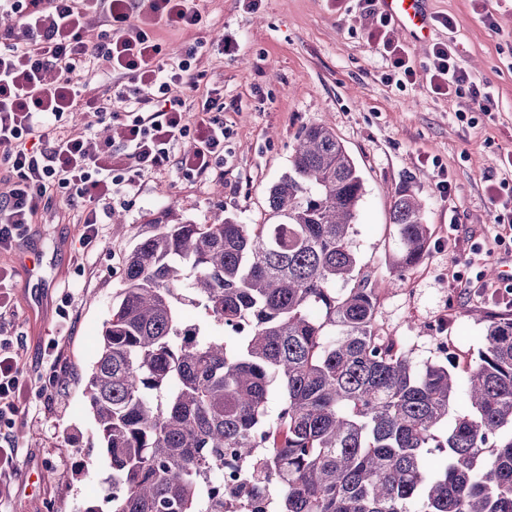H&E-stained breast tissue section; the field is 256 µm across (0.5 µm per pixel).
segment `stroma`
<instances>
[{
    "label": "stroma",
    "instance_id": "stroma-1",
    "mask_svg": "<svg viewBox=\"0 0 512 512\" xmlns=\"http://www.w3.org/2000/svg\"><path fill=\"white\" fill-rule=\"evenodd\" d=\"M197 4L199 28L160 27L155 36L170 58L202 42L192 66L224 92L223 164L203 181L174 170L145 176L130 196L114 199L93 246L83 247L76 216L44 203L27 237L0 251V267L14 275L13 312L0 319V336L12 340L23 381L14 425L0 423L18 447L14 495L0 512H110V473L85 386L125 256L155 222L271 223L269 191L311 124L336 132L362 176L353 246L363 272L390 283L377 308L387 335L405 341L420 364L437 360L436 342L445 340L463 381L483 347L485 316L512 318V228L494 223L489 200L490 187L512 175L504 163L512 152V0H485L489 24L472 0H427L434 21L426 42L394 32L415 71L406 87L388 79L367 39L376 18L356 0H259L253 11L243 0ZM441 15L452 27L438 23ZM445 41L491 93L490 113L473 111L468 95L431 91L432 47ZM443 176L453 187L447 200L437 190ZM405 187L425 203L431 245L397 280L388 263L399 247L391 208ZM443 314L440 336L434 324ZM52 374L64 383L44 390ZM41 469L58 476L28 482L27 472Z\"/></svg>",
    "mask_w": 512,
    "mask_h": 512
}]
</instances>
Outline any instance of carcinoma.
Listing matches in <instances>:
<instances>
[{
  "label": "carcinoma",
  "mask_w": 512,
  "mask_h": 512,
  "mask_svg": "<svg viewBox=\"0 0 512 512\" xmlns=\"http://www.w3.org/2000/svg\"><path fill=\"white\" fill-rule=\"evenodd\" d=\"M362 195L313 124L270 189L275 223L156 222L128 254L86 386L112 512H236L247 490L271 512H512V318H488L470 408L448 422L452 358L420 365L380 333L384 285L352 245ZM422 209L397 193L400 274L429 249ZM226 468L238 487L211 483Z\"/></svg>",
  "instance_id": "obj_1"
}]
</instances>
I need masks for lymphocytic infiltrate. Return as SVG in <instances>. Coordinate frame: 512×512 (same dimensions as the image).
<instances>
[{
  "label": "lymphocytic infiltrate",
  "mask_w": 512,
  "mask_h": 512,
  "mask_svg": "<svg viewBox=\"0 0 512 512\" xmlns=\"http://www.w3.org/2000/svg\"><path fill=\"white\" fill-rule=\"evenodd\" d=\"M17 25L0 34V250L24 239L40 203L58 201L79 212L83 242L100 236L114 197L134 190L142 177L177 168L206 178L224 155L229 131L223 105L191 62L190 47L163 57L157 27L189 31L202 21L196 0H6ZM397 85L412 82L407 50L395 42L388 17L368 33ZM433 93L469 92L475 111L490 109L488 91L473 83L455 47L433 46ZM114 78L109 99L84 96L76 71ZM182 94H172L173 86ZM84 113L81 132L67 130L70 113ZM121 129L119 140L96 139V126ZM23 391L17 354L0 338V420L17 411Z\"/></svg>",
  "instance_id": "1"
}]
</instances>
